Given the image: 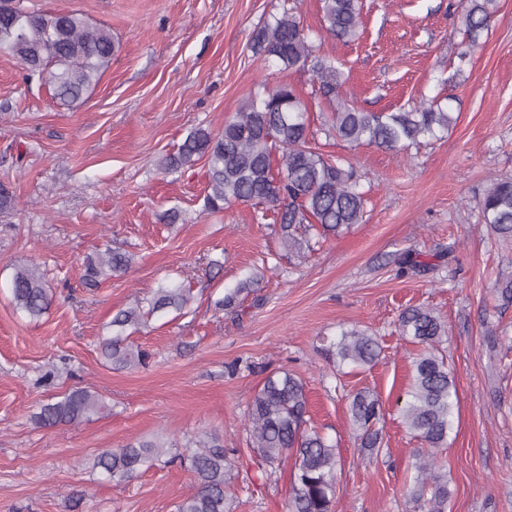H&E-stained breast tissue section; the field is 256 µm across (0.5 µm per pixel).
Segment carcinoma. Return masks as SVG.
Masks as SVG:
<instances>
[{
  "instance_id": "cac0c4a2",
  "label": "carcinoma",
  "mask_w": 512,
  "mask_h": 512,
  "mask_svg": "<svg viewBox=\"0 0 512 512\" xmlns=\"http://www.w3.org/2000/svg\"><path fill=\"white\" fill-rule=\"evenodd\" d=\"M461 23L468 42L475 45L488 29L495 0H463ZM326 33L350 42L359 34L360 0H321ZM253 54L273 59L281 69L311 66L320 93L332 109L331 129L350 144H371L387 150H409L423 139L438 138L452 124V117L429 105L398 112H364L348 103L339 91L333 62L316 53L301 21L296 0H285L280 15L264 20L250 42ZM15 56L32 74L48 77L57 99L74 102L97 83L112 64V33L89 26L75 13L38 14L20 9L0 13V51ZM263 92L249 96L224 129L214 133L196 127L189 131L176 153L166 157L164 170L177 171L207 162L205 206L212 212L234 204L252 202L276 214L282 239L290 252L308 247L307 235L338 236L363 221L365 192L360 190L352 164L319 151L306 116L307 108L286 83L262 84ZM280 152L281 167L273 169V155ZM483 223L504 240H512V179H498L479 200ZM398 273H420L431 267L407 252L395 259ZM132 265V255L106 246L83 262L82 280L96 286ZM261 278L249 277L216 304L233 311L239 296L259 286ZM498 299L512 304V275L495 282ZM12 302L31 319L48 310L52 296L40 266L26 263L15 268L10 281ZM190 303L180 286L155 290L148 308L140 304L121 310L112 318V335L101 342L103 358L115 369L142 366L149 353L128 342L127 329L146 316L170 308L182 311ZM400 335L423 346L413 360L408 399L400 408L405 427L427 445L415 465L412 499L425 512H448V480L433 471L439 451L448 444L457 391L438 346L446 328L427 308L409 307L399 316ZM378 339L361 329L344 331L336 344V356L355 367L373 365L380 355ZM308 397L305 383L286 371L266 378L249 399L245 421L249 444L259 464L272 467L282 459L296 458L288 512H332L336 498V470L340 459L336 445L307 428ZM107 406L101 395L77 388L63 399L43 405L35 424L47 428L79 423L101 414ZM350 421L359 431L361 447L381 445L382 411L377 395L356 393L349 405ZM163 439L138 441L109 448L93 459L117 483L125 482L144 467L157 463L180 464L195 475V490L178 505L177 512H228L224 487L232 469V457L216 435L194 443L188 452Z\"/></svg>"
}]
</instances>
